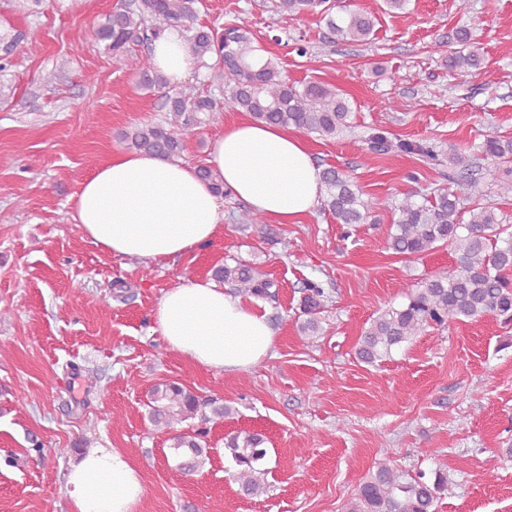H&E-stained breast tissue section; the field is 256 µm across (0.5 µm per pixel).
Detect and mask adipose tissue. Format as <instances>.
Instances as JSON below:
<instances>
[{
	"label": "adipose tissue",
	"instance_id": "1",
	"mask_svg": "<svg viewBox=\"0 0 512 512\" xmlns=\"http://www.w3.org/2000/svg\"><path fill=\"white\" fill-rule=\"evenodd\" d=\"M157 69L169 81L192 75L198 60L182 28H166L152 43ZM207 164L234 195L281 224L309 213L322 190L319 170L294 129L245 119L225 125ZM86 237L114 255L154 263L186 256L211 241L224 222L221 198L195 167L142 153L98 166L72 203ZM151 333L202 366L249 369L266 358L274 330L250 301L210 278L169 289L150 317ZM74 512H134L145 487L127 456L95 448L66 476Z\"/></svg>",
	"mask_w": 512,
	"mask_h": 512
}]
</instances>
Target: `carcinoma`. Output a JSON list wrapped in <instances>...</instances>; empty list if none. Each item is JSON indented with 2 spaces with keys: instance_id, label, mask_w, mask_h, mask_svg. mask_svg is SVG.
<instances>
[{
  "instance_id": "obj_1",
  "label": "carcinoma",
  "mask_w": 512,
  "mask_h": 512,
  "mask_svg": "<svg viewBox=\"0 0 512 512\" xmlns=\"http://www.w3.org/2000/svg\"><path fill=\"white\" fill-rule=\"evenodd\" d=\"M203 0H117L111 12L92 27L95 41L103 50L139 77V86L147 91H161L160 109L164 120L141 123L121 131L127 148L164 159H177L184 151L185 135L192 127L203 124L211 115L231 109L253 119L281 127H295L334 139L348 128L349 103L335 87L310 82L301 87L288 82L277 59L258 54L260 47L243 24L224 27L198 22ZM273 11L292 19L317 14L325 21L330 34L343 42L365 43L376 25L375 17L363 10L333 14L336 5L330 0H273ZM175 25L186 32L190 51L208 70L211 87L223 92L217 98L208 92L166 91L167 79L154 65L151 43L161 28ZM29 39L21 30L0 32V72L13 65L17 46ZM460 48L448 53V70L477 71L483 65L482 47L466 29L457 32ZM377 152L396 149L430 159L437 157L433 147L399 142L394 145L377 135L370 141ZM482 152L505 168L491 167L487 173L497 178L500 171H512V140L490 137ZM201 178L212 183L216 194L225 197L230 191L206 164L197 165ZM324 188L323 209L336 223L351 226L364 224L371 214L391 208L386 198H362V191L342 171L329 166L320 170ZM399 216L387 233L389 248L399 255H420L438 246L451 245L455 267L434 276L408 295V303L390 307L371 320L360 337L356 353L367 363L390 355L395 347L410 341L424 327L445 328L455 321H477L495 315L512 320V246H498L501 234L509 225L497 215L495 204L487 202L469 210L468 221L461 219L459 197L443 190L416 203L406 197L396 205ZM215 278L231 281L239 289L259 299H274L277 284L244 264H228L214 271ZM301 312L308 319L300 325V335L310 336L318 330L315 315L328 302L322 285L308 281L303 286ZM151 424L172 433L169 446L175 467L185 475L203 469L210 459L211 448L206 431L176 430V425L199 418L208 423L233 413L223 402L198 395L175 381H163L150 392ZM260 434H239L227 439L226 445L239 466L237 481L245 496L265 491L263 464L267 449ZM448 491V474L437 468L432 476L406 471L383 463L360 483L348 504L347 512H436L442 495Z\"/></svg>"
}]
</instances>
